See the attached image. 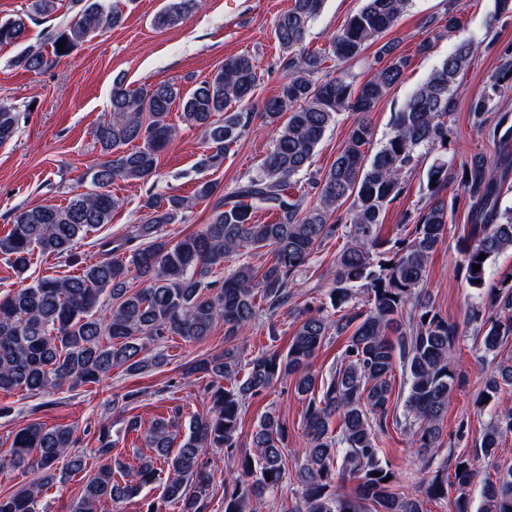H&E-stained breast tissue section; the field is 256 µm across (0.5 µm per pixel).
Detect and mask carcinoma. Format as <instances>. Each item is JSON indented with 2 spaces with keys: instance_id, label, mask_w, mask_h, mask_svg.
I'll use <instances>...</instances> for the list:
<instances>
[{
  "instance_id": "cac0c4a2",
  "label": "carcinoma",
  "mask_w": 512,
  "mask_h": 512,
  "mask_svg": "<svg viewBox=\"0 0 512 512\" xmlns=\"http://www.w3.org/2000/svg\"><path fill=\"white\" fill-rule=\"evenodd\" d=\"M203 0H167L153 24L180 25ZM409 0H365L342 32L324 47H307V35L324 0H293L274 20L275 37L286 53L285 82L268 99L263 111L253 112L252 96L259 82L258 65L249 54L224 61L209 80L186 93L172 83L148 84L135 90L116 82L109 116L94 130L102 159L90 168L94 190L73 196L66 205H39L15 213L9 233L0 238V254L19 275L34 254L71 258L87 236L112 221L121 200L108 187L116 180L148 183L158 174L159 155L175 138L170 112L180 110L184 122L203 130L207 150L197 166L209 170L224 160V150L249 128L255 116L274 132L272 149L257 174L227 195L218 184L197 183V200L215 199L210 223L176 241L162 233L166 224L191 206L189 198L170 194L146 195V210L132 237L95 241L100 258L77 275L45 276L0 297V392L49 394L64 387L98 385L112 369L123 367L141 374L162 366L166 358L150 346L172 336L197 343L224 323V338L235 340L256 318L261 304L271 313L295 298V273L308 265L322 244L337 235L346 239L336 255L329 303L308 306L286 351L270 350L241 365L235 351L226 349L196 360L191 373L209 378L211 406L194 416L181 443L165 421L144 431L155 455L141 457L137 466L112 456L108 431L93 450L95 472L68 512H97L104 499L131 500L141 490L159 484L161 499L179 512H205L213 473L209 454H224L237 476L224 480V512H262L269 496L288 479L283 463L285 428L267 412L251 434L250 447L239 441L245 400L259 397L277 381L295 379V391L305 397L303 416L308 445L296 478L299 498L280 504L279 512H424L419 499L396 489L397 478L380 456L377 442L388 431V406L393 396L395 368L406 377L404 401L412 444L423 467H429L448 412L455 372L453 346L457 328L432 304L421 299L433 252L448 238V213L460 197L468 199L469 232L464 237L462 272L469 286L479 288L488 260L512 249V215L500 209V183L481 159L460 166L439 157L426 171L430 202L418 213L411 233L391 248H383L378 225L387 205L406 191L405 176L421 161L422 148H446L448 124L454 110L457 81L474 63L478 46L459 42L429 78L410 94L396 113L394 131L369 155L372 129L367 119L378 101L398 83L408 66L396 45L380 40L391 30ZM75 17L51 36L54 58L27 43L28 23L51 17L58 0H30L21 14L0 20V45L22 50L14 65L35 74L51 68L97 32L121 24L120 10L105 0H71ZM66 42L58 48V42ZM378 67L359 89L344 74L326 81L315 76L329 60L345 63L375 43ZM503 63L487 89L470 101L472 123L481 129L493 97L512 89V45L503 48ZM341 112L357 115L346 144L329 170L309 172L327 128ZM20 115L0 104V144L14 138ZM309 173L317 200L308 204L292 191L293 179ZM437 180H432V177ZM458 182L459 194L446 195ZM349 210L340 214L343 204ZM264 210L276 215L257 224L253 215ZM269 249L260 267L242 263L224 276L219 289L208 281L213 268L249 249ZM486 258L479 259L480 255ZM479 265L473 271V265ZM142 287H129L130 274ZM504 286L491 293L493 312L472 311L471 320L483 326L482 345L498 351L512 338V272ZM363 289V304L353 288ZM347 335L336 370L321 379L312 361L332 336ZM512 387V364L498 362L476 400L481 405ZM512 435V407L490 418L478 438L476 452L461 456L454 474L460 494L456 512H470L465 489L476 475V462L490 459L503 438ZM78 438L69 427L48 428L29 423L9 446L0 450V469H34L42 482L0 495V512H36L45 485L57 478L59 462L78 473L86 458L75 455ZM379 475L374 476L372 472ZM357 481L353 495L336 489V480ZM428 496H448V468L435 474ZM478 512H512V468L497 470L496 481L484 485Z\"/></svg>"
}]
</instances>
